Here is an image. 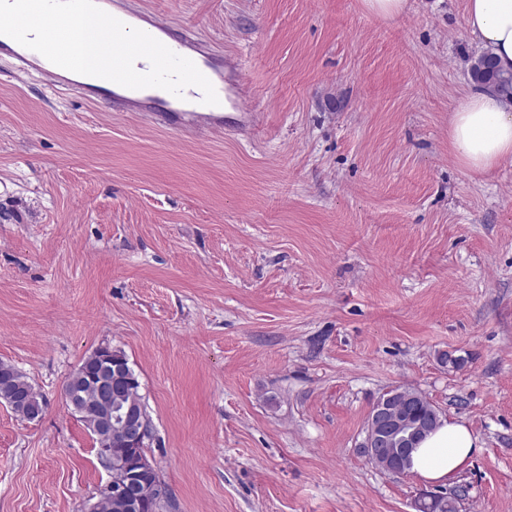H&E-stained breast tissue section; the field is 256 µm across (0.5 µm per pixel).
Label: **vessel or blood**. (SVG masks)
<instances>
[{
    "instance_id": "obj_1",
    "label": "vessel or blood",
    "mask_w": 512,
    "mask_h": 512,
    "mask_svg": "<svg viewBox=\"0 0 512 512\" xmlns=\"http://www.w3.org/2000/svg\"><path fill=\"white\" fill-rule=\"evenodd\" d=\"M96 3L128 26L144 31L174 53L190 59L213 85L218 104L203 103V94L196 87L186 88L179 98L160 88L130 89L103 78L77 74L54 65L40 53L5 35H0V60L11 61L20 73L40 75L54 91L76 93L107 111L130 112L158 127L187 136L201 138L225 130L248 137L256 131L260 115L242 106L249 85L237 57L216 54L191 31L175 32L166 17L136 8L131 0H96Z\"/></svg>"
}]
</instances>
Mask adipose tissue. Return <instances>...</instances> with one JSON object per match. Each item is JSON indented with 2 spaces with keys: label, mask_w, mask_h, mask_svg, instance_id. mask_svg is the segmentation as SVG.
<instances>
[{
  "label": "adipose tissue",
  "mask_w": 512,
  "mask_h": 512,
  "mask_svg": "<svg viewBox=\"0 0 512 512\" xmlns=\"http://www.w3.org/2000/svg\"><path fill=\"white\" fill-rule=\"evenodd\" d=\"M466 23L493 51L499 66L512 71V0H467ZM449 136L466 168L491 171L512 157V102L489 89L469 91L452 108ZM477 447L463 421L445 420L414 452L411 471L429 481L449 482L465 469Z\"/></svg>",
  "instance_id": "adipose-tissue-1"
}]
</instances>
